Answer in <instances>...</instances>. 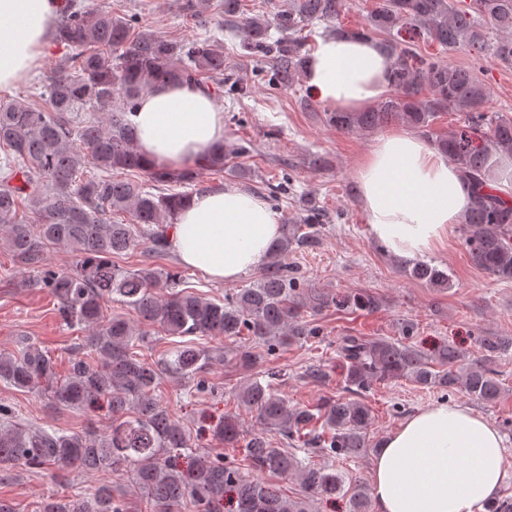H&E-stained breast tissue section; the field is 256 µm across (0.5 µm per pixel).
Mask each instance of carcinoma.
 I'll return each mask as SVG.
<instances>
[{"label":"carcinoma","instance_id":"carcinoma-1","mask_svg":"<svg viewBox=\"0 0 512 512\" xmlns=\"http://www.w3.org/2000/svg\"><path fill=\"white\" fill-rule=\"evenodd\" d=\"M350 0H288L274 21L253 17L240 21V0H224V30L240 36L243 54L270 60L271 86L298 83L311 47L302 31L325 24L328 35L373 37L393 57L392 94L360 112L325 110L326 124L344 133L371 132L401 121L431 134L443 114L464 113L445 136L432 140L448 156L470 187L462 232L472 263L499 281H512V203L492 188L494 158L512 154V118L485 110L487 90L479 70L484 64H512V0H381L356 30L339 19ZM278 37H273L271 30ZM55 40L71 55L60 64L47 87L45 104L0 101V243L15 263L32 272L24 288L48 290L56 314L67 326L89 328L83 357L70 362L57 378L56 364L28 337L18 349L0 350V381L46 394L60 409H91L109 404L106 431L66 434L17 421L15 411L0 406V464L28 470L73 468L89 475H125L149 512H221L224 498L233 512H308L305 500L290 499L259 478L261 474L299 477L309 498H330L343 491L341 475L330 462L358 458L370 448L367 431L372 410L362 399L377 383L409 380L422 388L460 391L470 399L494 403L501 382L496 358L512 349V337L480 338L482 358L462 362L457 348L443 344L427 356L401 341L343 336L339 351L348 362L345 388L358 398L329 397L312 405L288 406L278 393L281 373L260 368L261 357L275 346L316 336L301 321L306 310L376 308L370 296L334 295L300 287L298 270L288 253L314 246L325 210L311 207L285 225L256 284L231 298L211 300L180 288L182 276L158 268L170 253L169 236L189 192L155 194L152 188L172 183L200 185L206 170H222L228 151L210 149L202 164L172 175L151 167L135 147L128 114L140 96L157 83H190L209 89L208 79L224 74V51L209 40L176 42L153 31H137L130 21L105 11H88L78 0H65ZM441 51L465 50L470 66H458L437 54L424 56L418 42ZM238 100L251 87L237 80L217 89ZM102 112L105 121L81 115ZM37 217L30 224L20 207ZM128 213L132 223L113 219ZM147 242L145 261L134 271L114 258ZM55 245L79 258V269L50 266L45 254ZM409 275L433 287L449 285L448 272L416 263ZM132 308L141 324L133 328L107 302ZM222 338L224 349L184 346L149 361L138 349L152 335ZM216 363L249 372L235 388L237 406L262 425L244 437L238 413H227L213 436L229 448L243 446L247 472L193 447L190 434L158 394L171 377L203 391L202 374ZM277 432L291 450L272 447ZM318 456L323 463L316 464ZM369 489L354 487V512H369ZM39 512H128L125 500L103 482L85 498H50Z\"/></svg>","mask_w":512,"mask_h":512}]
</instances>
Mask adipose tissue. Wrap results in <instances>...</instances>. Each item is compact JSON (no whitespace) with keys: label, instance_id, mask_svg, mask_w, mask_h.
Returning <instances> with one entry per match:
<instances>
[{"label":"adipose tissue","instance_id":"obj_1","mask_svg":"<svg viewBox=\"0 0 512 512\" xmlns=\"http://www.w3.org/2000/svg\"><path fill=\"white\" fill-rule=\"evenodd\" d=\"M60 0H0V87L24 79L45 49ZM393 59L368 38L319 40L306 84L320 101L357 112L391 89ZM129 120L138 152L179 172L224 142V114L197 86L160 83ZM360 205L372 238L393 256L435 250L460 223L468 184L447 156L403 128L378 136L357 170ZM281 217L236 186L193 196L170 235L177 260L218 283L263 266L281 236ZM498 428L460 403L440 402L406 418L373 460L375 512H484L505 476Z\"/></svg>","mask_w":512,"mask_h":512}]
</instances>
